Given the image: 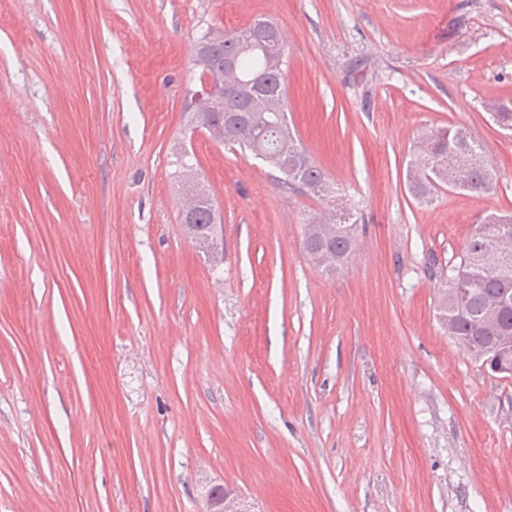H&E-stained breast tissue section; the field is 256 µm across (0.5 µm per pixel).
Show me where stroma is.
Returning <instances> with one entry per match:
<instances>
[{"label":"stroma","instance_id":"stroma-1","mask_svg":"<svg viewBox=\"0 0 512 512\" xmlns=\"http://www.w3.org/2000/svg\"><path fill=\"white\" fill-rule=\"evenodd\" d=\"M264 18L288 120L358 224L188 133L193 47ZM512 0H0V512H512V377L438 319L440 276L512 213ZM466 127L492 191L414 200ZM189 145L194 180L174 177ZM209 196L221 248L181 222ZM351 219L350 212L338 216L336 209L328 205L318 220H307L304 225L303 248L317 266L331 271L338 269L348 259L355 243L356 222H350ZM326 224L334 225L335 231H325L323 225ZM324 254L335 256V266L331 263L321 265L320 260ZM214 486L218 488V491H212ZM204 497L207 505L206 512H243L233 491L224 488V485L206 486Z\"/></svg>","mask_w":512,"mask_h":512}]
</instances>
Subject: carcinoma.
Segmentation results:
<instances>
[{
    "mask_svg": "<svg viewBox=\"0 0 512 512\" xmlns=\"http://www.w3.org/2000/svg\"><path fill=\"white\" fill-rule=\"evenodd\" d=\"M230 52L235 55L237 76L247 84L245 99L217 98L207 111L192 112L193 124L225 145L262 153V161L280 174L283 185L317 197H331L333 188L322 169L288 124L284 38L278 25L269 19H257L229 31H208L195 44V66L201 74L221 69L224 55ZM450 149L458 151L465 165V190L477 194L492 189V172L480 145L463 127L450 125L421 138L420 157L408 181L414 199L428 202L443 188V183L433 182L429 175ZM190 196L193 206L182 212V222L193 240L215 250V210L204 192L193 189ZM351 219L350 212L340 216L328 207L319 219L305 223L303 248L316 265L331 271L348 259L355 243V223ZM506 232L512 233V222L505 228L489 221L472 232L460 261L448 265L440 304V314L451 319L454 335L468 344L474 359L505 378L512 375V350L501 348L498 336L503 329H512V313L502 315L493 326L488 322L486 301L504 290L512 293V253L503 257L498 267L485 258L484 249L489 239ZM459 283L466 288L460 302L452 294Z\"/></svg>",
    "mask_w": 512,
    "mask_h": 512,
    "instance_id": "obj_1",
    "label": "carcinoma"
}]
</instances>
